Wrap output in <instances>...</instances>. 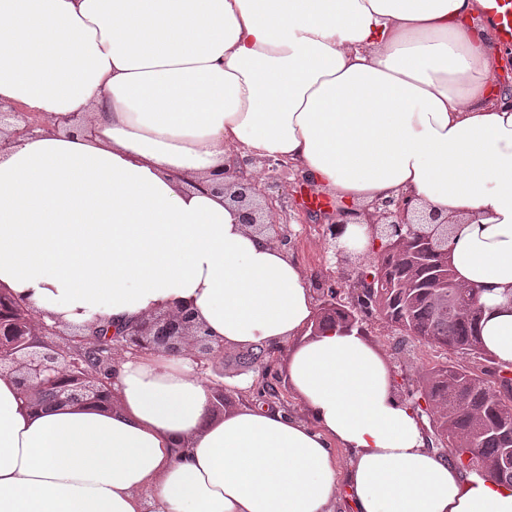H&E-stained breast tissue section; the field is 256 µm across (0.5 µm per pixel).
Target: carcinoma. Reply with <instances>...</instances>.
<instances>
[{"instance_id": "1", "label": "carcinoma", "mask_w": 512, "mask_h": 512, "mask_svg": "<svg viewBox=\"0 0 512 512\" xmlns=\"http://www.w3.org/2000/svg\"><path fill=\"white\" fill-rule=\"evenodd\" d=\"M421 227L407 225L397 230L404 235L400 250L380 249L375 258L356 269L361 287L351 288L350 295H336V302L321 304V324L347 327L353 321H365L378 314L402 335L404 343H418L451 349L491 365L495 359L484 349L478 322L481 307L469 288L455 285L453 299L440 295L448 290L447 247L449 234L436 227L432 239L420 237ZM374 287L364 288L366 276ZM3 306V332L0 347L8 350L29 339V319L0 294ZM108 326L98 329V342L83 350L80 374L90 377L98 372L100 361L109 355L113 339ZM269 355L259 347L240 357L242 367L261 374L268 369ZM64 380L35 385L30 399L38 405L51 406L61 401ZM510 395L492 389L482 378L462 364L442 362L422 379V385L410 390L414 408L429 418L435 442L450 449L456 463L465 469L482 470L498 481L512 486V462L504 450L512 449V388ZM425 403H420V399Z\"/></svg>"}]
</instances>
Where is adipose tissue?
Listing matches in <instances>:
<instances>
[{"label":"adipose tissue","mask_w":512,"mask_h":512,"mask_svg":"<svg viewBox=\"0 0 512 512\" xmlns=\"http://www.w3.org/2000/svg\"><path fill=\"white\" fill-rule=\"evenodd\" d=\"M483 0H0V292L42 324L182 307L224 349L293 341L306 420L211 416L190 357L147 350L49 410L0 371V512H512L426 447L387 359L319 327L301 266L242 224L236 157L287 161L341 209L405 196L512 366V92L487 89ZM227 173L224 192L214 177ZM355 456L339 474L332 446Z\"/></svg>","instance_id":"ef3b65f1"}]
</instances>
